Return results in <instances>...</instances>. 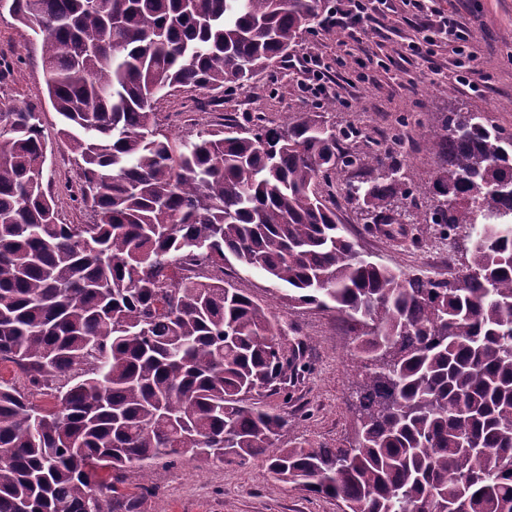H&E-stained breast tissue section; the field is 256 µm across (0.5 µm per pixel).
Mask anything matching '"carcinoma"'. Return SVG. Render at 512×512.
Returning a JSON list of instances; mask_svg holds the SVG:
<instances>
[{
    "mask_svg": "<svg viewBox=\"0 0 512 512\" xmlns=\"http://www.w3.org/2000/svg\"><path fill=\"white\" fill-rule=\"evenodd\" d=\"M40 39L90 224L43 188L39 108L0 107V512H114L152 461L267 457L273 478L341 512H512V134L444 112L433 186L314 109L226 119L196 141L152 123L185 88L247 87L288 57L322 0H5ZM374 224L465 226L464 268L434 280L376 263L322 187ZM435 196L422 213L396 202ZM237 263L332 309L361 373L345 448H277L263 405L288 378L268 308ZM53 399L44 408L39 397Z\"/></svg>",
    "mask_w": 512,
    "mask_h": 512,
    "instance_id": "carcinoma-1",
    "label": "carcinoma"
}]
</instances>
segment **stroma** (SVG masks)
Here are the masks:
<instances>
[{
  "mask_svg": "<svg viewBox=\"0 0 512 512\" xmlns=\"http://www.w3.org/2000/svg\"><path fill=\"white\" fill-rule=\"evenodd\" d=\"M427 5L443 16L462 20L472 30L477 59L470 83L454 82L446 68L431 72L417 56L411 57L407 73L395 71L393 63L415 40L419 23L412 9L403 6L367 40L378 57L376 63L360 66L361 46L320 26L304 34L300 46L301 51L318 54L328 69H340L355 85L348 104L325 113V121L359 128L362 137L355 144L357 151L379 144L419 182L432 181L438 173L425 142L439 113L463 106L512 133V0H427ZM305 79L304 72L282 63L254 85L226 97L222 106L205 111L196 110L195 105L208 101L209 91L178 92L157 103L155 121L177 140L213 129L226 115L262 112L277 122L285 112L307 106L301 91ZM0 103L39 106L48 143L43 181L55 196L58 217L65 224L89 223L90 211L76 200L81 169L59 134L62 118L46 98L40 46L28 28L6 13L0 14ZM397 129L402 132L398 144L391 139ZM329 200L361 252L408 273L447 276V265L435 268L429 263L430 241L444 243L452 237L458 245L468 243L464 227L451 231L438 227L423 234L418 225L408 224L403 233L388 234L365 222L340 183L331 189ZM224 278L268 307L283 330L278 341L294 361L288 371L287 397L265 400L289 421L279 447L348 446L356 377L351 338L335 312L299 306L289 301L287 287L237 265L225 267ZM150 482L154 494L142 496L139 474L127 472L120 486L123 501H138V512H339L334 500L274 483L262 456L243 466L189 457L174 463L161 459L150 471Z\"/></svg>",
  "mask_w": 512,
  "mask_h": 512,
  "instance_id": "stroma-1",
  "label": "stroma"
}]
</instances>
